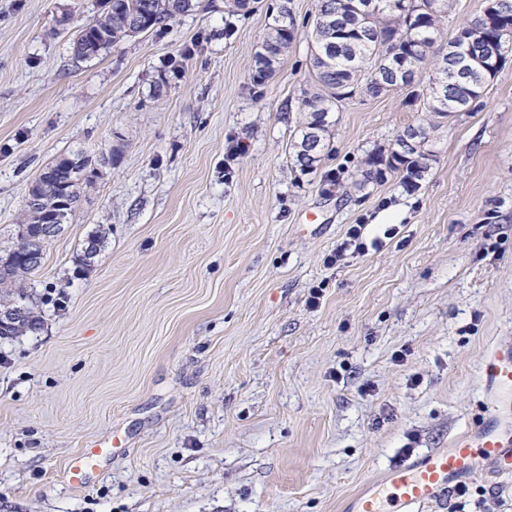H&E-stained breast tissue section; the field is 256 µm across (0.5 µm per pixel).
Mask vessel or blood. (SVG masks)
Masks as SVG:
<instances>
[{
  "instance_id": "1",
  "label": "vessel or blood",
  "mask_w": 512,
  "mask_h": 512,
  "mask_svg": "<svg viewBox=\"0 0 512 512\" xmlns=\"http://www.w3.org/2000/svg\"><path fill=\"white\" fill-rule=\"evenodd\" d=\"M487 411L447 447L392 466L349 501L347 512H418L477 473L512 474V346H497L481 366ZM101 451L84 449L71 461L69 481L84 485Z\"/></svg>"
}]
</instances>
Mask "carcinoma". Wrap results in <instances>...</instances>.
<instances>
[{
    "instance_id": "obj_1",
    "label": "carcinoma",
    "mask_w": 512,
    "mask_h": 512,
    "mask_svg": "<svg viewBox=\"0 0 512 512\" xmlns=\"http://www.w3.org/2000/svg\"><path fill=\"white\" fill-rule=\"evenodd\" d=\"M370 2L320 0L309 32L315 89L302 94V118L292 139L290 158L300 173H314L329 147L331 114L338 103L359 86L369 95H378L403 83L410 85L416 70L428 61L432 78L421 96L430 119L418 125V148L403 151L400 139H395L391 147L367 156L361 167L362 179L354 183L361 189L393 172L414 185L430 169L434 157L431 134L441 120L456 112L472 111L485 87L507 63L505 55L499 66L489 64L488 59L500 49L499 31L512 27V0H485L483 11L458 28L444 46L438 44L437 35L448 9L440 0H401L397 10L384 3L379 10L368 12ZM289 4L290 0H282L261 50L254 53V78L259 83L271 78L295 40L297 27ZM175 19L173 0H115L99 18L78 31L73 54L91 59L99 55L101 45L111 47L131 36V26L136 23L148 22L153 31ZM83 159L82 152H72L48 165L39 176L43 205L53 207L61 198H69L70 206L60 213L62 224L69 223L87 181ZM45 257L43 249L37 259L22 267L17 283L0 288V304L14 302L27 312V320L19 327L1 330L0 339L41 330V318L35 315L33 306L26 304L30 296L25 293L23 281L43 268Z\"/></svg>"
}]
</instances>
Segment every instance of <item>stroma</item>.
Returning a JSON list of instances; mask_svg holds the SVG:
<instances>
[{
	"label": "stroma",
	"instance_id": "1",
	"mask_svg": "<svg viewBox=\"0 0 512 512\" xmlns=\"http://www.w3.org/2000/svg\"><path fill=\"white\" fill-rule=\"evenodd\" d=\"M277 4L212 0L80 60L104 0H0V253L46 165L80 151L91 175L25 282L42 329L0 339V512H343L482 417L480 364L512 343V61L435 132L418 190H358L364 158L424 122L431 72L344 100L301 175L318 0H291L298 33L258 84ZM352 224L366 252L330 263ZM469 489L422 512H512V478ZM107 450L112 451V448H85L69 465L70 483L80 486L86 484L89 470L96 465V459Z\"/></svg>",
	"mask_w": 512,
	"mask_h": 512
}]
</instances>
